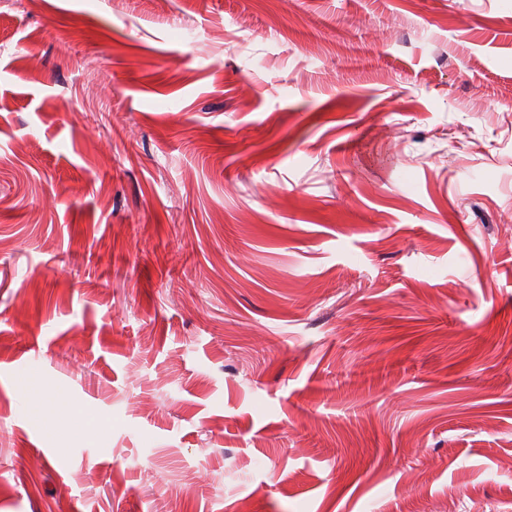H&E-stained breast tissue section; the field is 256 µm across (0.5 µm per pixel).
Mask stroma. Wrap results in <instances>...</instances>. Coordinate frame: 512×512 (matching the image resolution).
<instances>
[{
  "instance_id": "1",
  "label": "stroma",
  "mask_w": 512,
  "mask_h": 512,
  "mask_svg": "<svg viewBox=\"0 0 512 512\" xmlns=\"http://www.w3.org/2000/svg\"><path fill=\"white\" fill-rule=\"evenodd\" d=\"M507 212L512 0H0V512H512Z\"/></svg>"
}]
</instances>
